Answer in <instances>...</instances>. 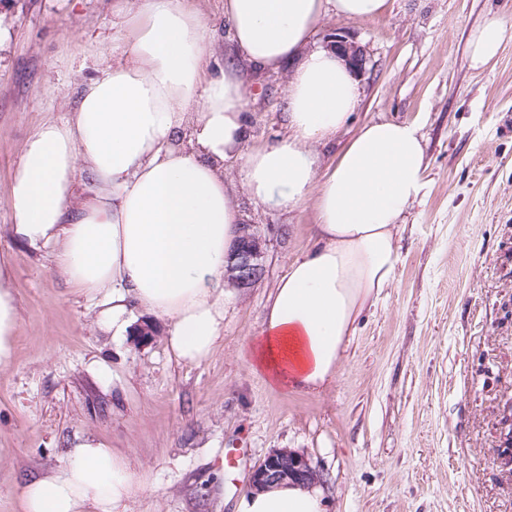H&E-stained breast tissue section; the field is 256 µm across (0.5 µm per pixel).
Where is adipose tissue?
<instances>
[{"label": "adipose tissue", "mask_w": 512, "mask_h": 512, "mask_svg": "<svg viewBox=\"0 0 512 512\" xmlns=\"http://www.w3.org/2000/svg\"><path fill=\"white\" fill-rule=\"evenodd\" d=\"M387 0H224L236 47L214 69L212 35L188 0H117L119 54L85 82L69 116L26 141L11 187L12 215L33 245H50L68 281L105 293L100 317L113 338L138 313L167 324L178 361L201 363L224 331V270L242 221L224 164L240 163L247 195L270 209L312 204L314 245L270 294L247 356L269 386L307 392L336 378L348 336L368 301L393 282L399 228L425 187L416 125L371 121L320 167L318 149L351 119L357 73L314 46L320 22L373 18ZM504 23L489 18L470 39L474 66L497 55ZM287 69V133L245 148L248 118L240 61ZM95 197L75 204L80 172ZM134 480L99 441L84 439L64 467L29 482L21 512H127ZM320 487L281 481L244 493L236 512H327Z\"/></svg>", "instance_id": "ef3b65f1"}]
</instances>
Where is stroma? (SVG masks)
I'll list each match as a JSON object with an SVG mask.
<instances>
[{
	"mask_svg": "<svg viewBox=\"0 0 512 512\" xmlns=\"http://www.w3.org/2000/svg\"><path fill=\"white\" fill-rule=\"evenodd\" d=\"M113 2L0 0V282L18 309L15 355L0 365V512H19L24 486L87 438L134 474L129 512H235L253 467L279 448L308 454L329 512H512V0H388L377 17L319 27L316 45L339 27L368 59L321 163L361 124L396 120L418 125L427 170L394 280L316 393L270 387L246 355L269 294L312 243L315 211L252 203L238 162L225 179L266 237V273L226 301L224 332L199 365L169 355L160 320L144 346L114 340L51 249L17 233L22 147L111 64ZM492 17L506 27L498 55L473 67L469 38ZM285 85L282 70L250 77L248 146L285 135Z\"/></svg>",
	"mask_w": 512,
	"mask_h": 512,
	"instance_id": "1",
	"label": "stroma"
}]
</instances>
